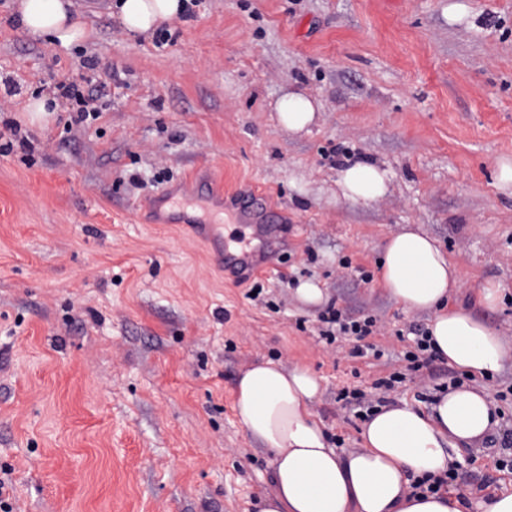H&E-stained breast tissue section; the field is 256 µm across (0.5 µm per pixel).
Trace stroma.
I'll return each mask as SVG.
<instances>
[{
	"mask_svg": "<svg viewBox=\"0 0 512 512\" xmlns=\"http://www.w3.org/2000/svg\"><path fill=\"white\" fill-rule=\"evenodd\" d=\"M200 0L160 33L125 35L111 0H75L90 36L50 44L20 31L0 0V144L6 121L29 150L0 155V475L12 512H255L274 488L271 455L243 429L241 370L272 358L309 367L315 413L338 452L363 423L341 390L429 406L460 371L412 368L428 312L380 288V244L411 224L459 266V303L512 340V196L496 186L512 157V0ZM98 61L103 111L66 129L24 110L54 77ZM320 104L310 132L280 126L288 89ZM364 155L392 173L376 202L336 199V169ZM223 201L224 235L273 242L275 266L232 273L192 230L165 223L160 195ZM267 199L254 201V186ZM312 280L363 338L320 337L318 309L295 295ZM486 280L507 291L474 303ZM364 347L357 356L355 347ZM399 374L391 390L378 379ZM475 386L512 430V360ZM512 447L467 450L472 474L512 490Z\"/></svg>",
	"mask_w": 512,
	"mask_h": 512,
	"instance_id": "stroma-1",
	"label": "stroma"
}]
</instances>
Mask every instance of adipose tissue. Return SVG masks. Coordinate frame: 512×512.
I'll list each match as a JSON object with an SVG mask.
<instances>
[{
  "instance_id": "obj_1",
  "label": "adipose tissue",
  "mask_w": 512,
  "mask_h": 512,
  "mask_svg": "<svg viewBox=\"0 0 512 512\" xmlns=\"http://www.w3.org/2000/svg\"><path fill=\"white\" fill-rule=\"evenodd\" d=\"M127 33L146 34L178 17L182 0H116ZM17 23L27 35L70 46L86 35L73 0H18ZM279 123L308 130L319 104L298 91L274 103ZM392 173L366 159H347L336 172V198L368 204L389 191ZM379 284L405 311H427L434 351L450 367L475 377L498 372L512 359V341L476 318L470 308L450 306L461 273L438 240L408 226L381 245ZM235 403L247 434L272 454L275 488L260 498L259 512H464L458 491L410 495L412 481L448 472L456 453L480 446L500 420L486 393L464 384L437 394L429 410L408 403L379 406L361 428V448L339 454L313 410L318 378L303 366L266 360L238 376Z\"/></svg>"
}]
</instances>
